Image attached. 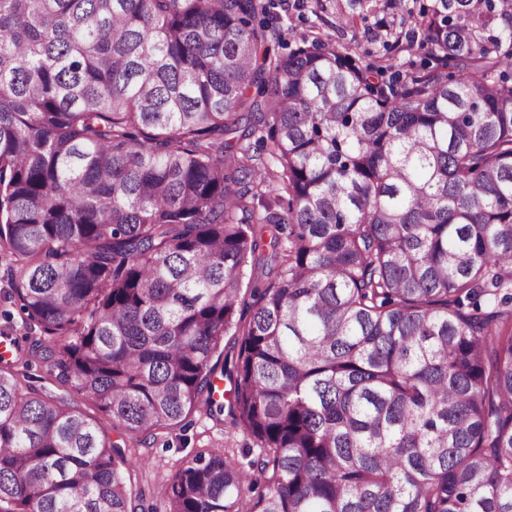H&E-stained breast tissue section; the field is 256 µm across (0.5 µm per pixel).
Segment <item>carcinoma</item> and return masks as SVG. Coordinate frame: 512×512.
I'll return each instance as SVG.
<instances>
[{
    "label": "carcinoma",
    "mask_w": 512,
    "mask_h": 512,
    "mask_svg": "<svg viewBox=\"0 0 512 512\" xmlns=\"http://www.w3.org/2000/svg\"><path fill=\"white\" fill-rule=\"evenodd\" d=\"M270 8L0 0V265L41 332L0 359V512L143 499L33 360L142 443L193 412L256 443L165 512H512V5L385 0L367 66L271 54ZM244 120L288 194L261 216ZM46 376L43 369L36 363L32 364L26 371L25 377L21 378V382L24 388L33 386L38 389H42L45 393L52 396L66 395V390L59 386L57 383L52 382L48 379H44Z\"/></svg>",
    "instance_id": "obj_1"
}]
</instances>
